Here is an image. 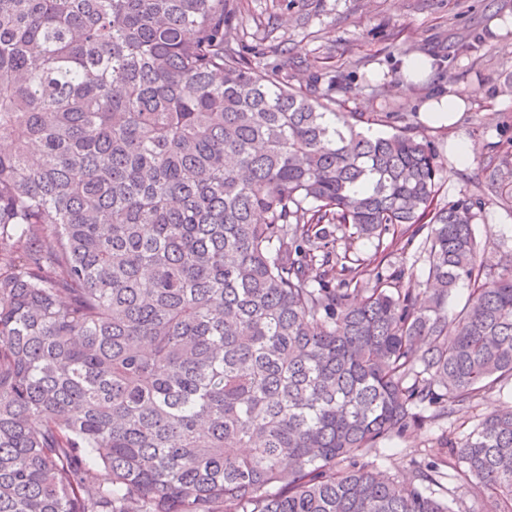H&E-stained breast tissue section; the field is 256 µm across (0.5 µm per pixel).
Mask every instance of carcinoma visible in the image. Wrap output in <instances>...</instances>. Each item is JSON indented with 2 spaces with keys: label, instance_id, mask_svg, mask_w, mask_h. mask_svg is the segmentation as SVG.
<instances>
[{
  "label": "carcinoma",
  "instance_id": "carcinoma-1",
  "mask_svg": "<svg viewBox=\"0 0 512 512\" xmlns=\"http://www.w3.org/2000/svg\"><path fill=\"white\" fill-rule=\"evenodd\" d=\"M236 8L0 0V512H462L450 468L512 512V405L363 461L512 387L480 199L245 60ZM424 230L415 291L379 268ZM441 429L429 424L415 427L393 444L380 449L378 454H369L365 461L392 474H411V457L418 461H430L440 455L444 444Z\"/></svg>",
  "mask_w": 512,
  "mask_h": 512
}]
</instances>
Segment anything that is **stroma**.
<instances>
[{"mask_svg":"<svg viewBox=\"0 0 512 512\" xmlns=\"http://www.w3.org/2000/svg\"><path fill=\"white\" fill-rule=\"evenodd\" d=\"M228 30L232 47L259 69L279 71L291 85L314 80L323 92L324 73L343 75L346 90L337 95L335 108L380 116V123L368 125L370 134L408 128L426 137L442 163L440 199L480 198L474 228L485 257L493 264L512 258V206L501 198L512 194V174L503 175L499 192L486 189L490 153L512 157V0H238ZM475 32L483 36L480 50L459 52L460 41ZM433 55L439 69L408 80L404 60ZM449 92L466 98L460 123H422L423 104ZM459 139L477 147L470 167L453 163ZM511 401L507 393L486 391L476 407L458 410L446 428L463 437ZM441 431L429 424L413 428L368 460L390 473L410 474L412 460L439 456Z\"/></svg>","mask_w":512,"mask_h":512,"instance_id":"obj_1","label":"stroma"}]
</instances>
